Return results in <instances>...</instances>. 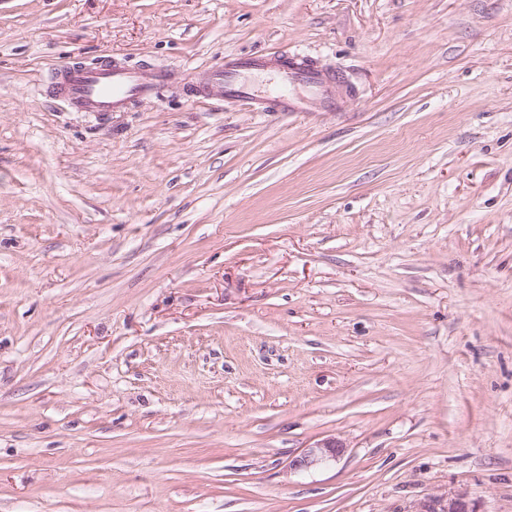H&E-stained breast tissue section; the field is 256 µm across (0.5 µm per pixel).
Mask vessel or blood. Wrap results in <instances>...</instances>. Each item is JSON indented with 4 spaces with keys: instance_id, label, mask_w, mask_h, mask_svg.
Returning a JSON list of instances; mask_svg holds the SVG:
<instances>
[{
    "instance_id": "1",
    "label": "vessel or blood",
    "mask_w": 512,
    "mask_h": 512,
    "mask_svg": "<svg viewBox=\"0 0 512 512\" xmlns=\"http://www.w3.org/2000/svg\"><path fill=\"white\" fill-rule=\"evenodd\" d=\"M261 65V60L256 58L236 59L199 73L195 88L200 92L214 90L253 101L251 88L241 80L240 73ZM278 70L281 82L279 106L282 111H306L309 96L320 95L325 89V76L310 59L302 56L285 58L279 62ZM161 82V77L148 78L120 65L102 70L71 65L55 76L58 94L77 112L126 111L131 101L157 97Z\"/></svg>"
}]
</instances>
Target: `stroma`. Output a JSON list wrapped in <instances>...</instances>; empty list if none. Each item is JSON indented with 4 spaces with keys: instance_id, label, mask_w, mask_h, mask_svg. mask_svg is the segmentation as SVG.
Returning a JSON list of instances; mask_svg holds the SVG:
<instances>
[{
    "instance_id": "1",
    "label": "stroma",
    "mask_w": 512,
    "mask_h": 512,
    "mask_svg": "<svg viewBox=\"0 0 512 512\" xmlns=\"http://www.w3.org/2000/svg\"><path fill=\"white\" fill-rule=\"evenodd\" d=\"M275 51L340 109L189 97ZM70 60L168 79L73 112ZM457 491L512 512V0H0V512ZM344 452V447L336 440H326L306 448L289 462L293 471H306L312 467L335 461Z\"/></svg>"
}]
</instances>
